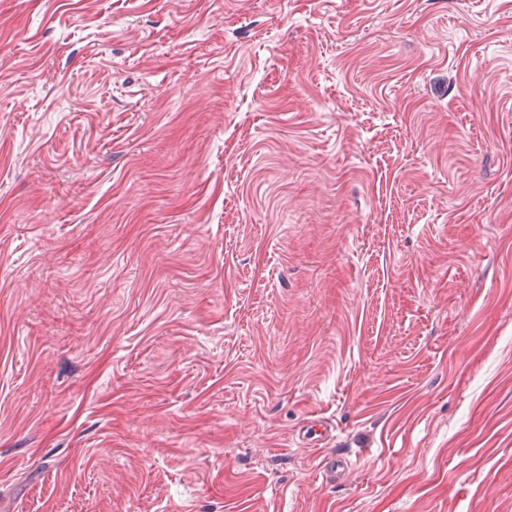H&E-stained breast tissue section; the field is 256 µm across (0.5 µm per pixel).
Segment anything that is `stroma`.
<instances>
[{"label": "stroma", "instance_id": "35a3bbf8", "mask_svg": "<svg viewBox=\"0 0 512 512\" xmlns=\"http://www.w3.org/2000/svg\"><path fill=\"white\" fill-rule=\"evenodd\" d=\"M0 512H512V0H0Z\"/></svg>", "mask_w": 512, "mask_h": 512}]
</instances>
